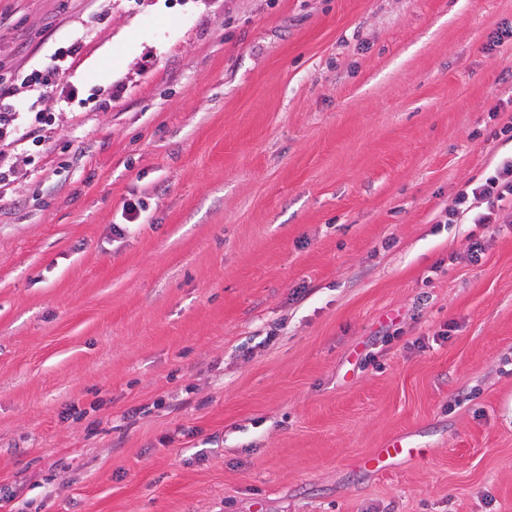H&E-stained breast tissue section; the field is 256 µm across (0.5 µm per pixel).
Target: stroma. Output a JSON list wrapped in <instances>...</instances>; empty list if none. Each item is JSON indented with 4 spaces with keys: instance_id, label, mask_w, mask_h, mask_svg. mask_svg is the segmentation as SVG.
I'll return each mask as SVG.
<instances>
[{
    "instance_id": "obj_1",
    "label": "stroma",
    "mask_w": 512,
    "mask_h": 512,
    "mask_svg": "<svg viewBox=\"0 0 512 512\" xmlns=\"http://www.w3.org/2000/svg\"><path fill=\"white\" fill-rule=\"evenodd\" d=\"M510 21L0 0V75L80 45L0 155L10 512H512V206L446 215L512 155ZM399 457H414V448L404 438H393L382 443L371 454L361 458L359 463L364 468L380 469L385 461Z\"/></svg>"
}]
</instances>
